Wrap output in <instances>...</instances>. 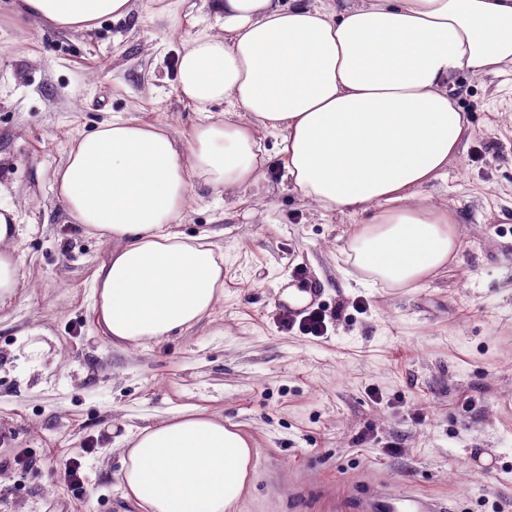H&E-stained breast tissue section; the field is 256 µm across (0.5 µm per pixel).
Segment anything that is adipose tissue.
I'll return each mask as SVG.
<instances>
[{
	"label": "adipose tissue",
	"mask_w": 512,
	"mask_h": 512,
	"mask_svg": "<svg viewBox=\"0 0 512 512\" xmlns=\"http://www.w3.org/2000/svg\"><path fill=\"white\" fill-rule=\"evenodd\" d=\"M131 0H13V13L69 30L126 16ZM214 26L186 40L178 91L201 115L174 137L163 122L101 123L55 175L70 222L110 243L92 310L123 346L161 342L211 316L224 252L176 225L196 184L231 194L261 177V134L317 210L373 212L347 261L371 284L411 288L459 249L454 208L422 188L472 134L453 78L512 68V0H209ZM226 103L222 118L210 108ZM17 224L0 213V305L21 286ZM118 473L136 512H237L255 451L236 425L196 407L123 438Z\"/></svg>",
	"instance_id": "1"
}]
</instances>
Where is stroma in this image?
<instances>
[{
	"label": "stroma",
	"instance_id": "35a3bbf8",
	"mask_svg": "<svg viewBox=\"0 0 512 512\" xmlns=\"http://www.w3.org/2000/svg\"><path fill=\"white\" fill-rule=\"evenodd\" d=\"M133 0L93 31L0 11V204L17 209L22 286L0 308V512H128L118 440L181 406L222 414L257 451L239 512H356L387 486L456 512H512V70L455 78L474 133L422 193L456 209L459 250L416 288L357 283L344 249L363 215L292 190L278 140L266 177L197 185L178 231L224 249V298L194 327L122 348L91 284L110 247L70 223L54 176L75 138L114 118H200L179 97L206 0ZM310 291L320 337L287 328L282 293ZM82 462L84 483L62 469Z\"/></svg>",
	"mask_w": 512,
	"mask_h": 512
}]
</instances>
